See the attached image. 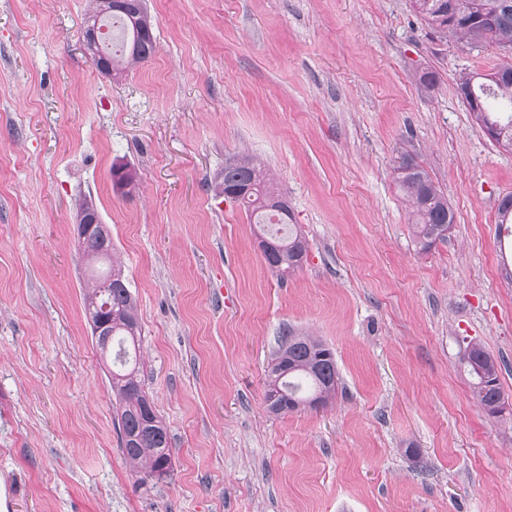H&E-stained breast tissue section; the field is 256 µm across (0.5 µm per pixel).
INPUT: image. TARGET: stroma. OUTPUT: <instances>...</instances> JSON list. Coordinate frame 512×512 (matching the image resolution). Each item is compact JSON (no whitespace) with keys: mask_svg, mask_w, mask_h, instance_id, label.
Returning <instances> with one entry per match:
<instances>
[{"mask_svg":"<svg viewBox=\"0 0 512 512\" xmlns=\"http://www.w3.org/2000/svg\"><path fill=\"white\" fill-rule=\"evenodd\" d=\"M89 0H0V494L12 512H512V416L475 403L477 344L512 397V150L463 104L503 59L411 0H146L156 51L101 75ZM438 76L424 88L420 76ZM247 152L307 241L279 277L221 192ZM412 155L454 213L416 247L395 184ZM137 176L117 195L112 169ZM89 196L138 299L141 378L170 436L148 476L120 450L109 360L74 238ZM334 351L335 398L276 417L288 332Z\"/></svg>","mask_w":512,"mask_h":512,"instance_id":"stroma-1","label":"stroma"}]
</instances>
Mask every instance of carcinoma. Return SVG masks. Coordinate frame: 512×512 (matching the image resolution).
<instances>
[{"label": "carcinoma", "mask_w": 512, "mask_h": 512, "mask_svg": "<svg viewBox=\"0 0 512 512\" xmlns=\"http://www.w3.org/2000/svg\"><path fill=\"white\" fill-rule=\"evenodd\" d=\"M93 6L85 23L96 34V52L105 55L112 71L119 76L133 65L150 58L155 51L154 19L142 11L131 17L129 12H107L104 0H92ZM414 6L428 26L442 24L450 18L468 19L486 16L492 22H475L454 34L472 49L501 43H512V0H414ZM458 89L463 102L479 99L485 111L478 113L483 125L497 124L504 131V141L512 148V75L496 81L465 73ZM416 171L398 176V185L410 202L414 239L420 251L426 252L435 242L447 237L454 213L447 199L438 191L427 172L415 165ZM224 184L249 188L235 199L250 223L260 234L277 245L274 253L263 256L267 267L280 276L300 267L306 246L302 233L291 223L290 210H277L272 200L280 195L268 171L254 157L237 155L224 166ZM95 253L89 262L112 259L110 238L92 245ZM108 282L101 291L100 282ZM86 302L107 303L112 307V393L118 402V437L122 453L132 462L146 463L149 474L166 473L170 454L169 433L158 416L139 378L137 350L140 326L136 300L129 289L124 271L111 264L103 277L93 279ZM462 362L474 377L472 396L481 407L492 404L501 394L498 363L478 346L467 348ZM338 371L333 350L313 336L296 334L288 337L265 376V403L270 413L286 415L301 410V402L314 399L326 404L336 395Z\"/></svg>", "instance_id": "cac0c4a2"}]
</instances>
